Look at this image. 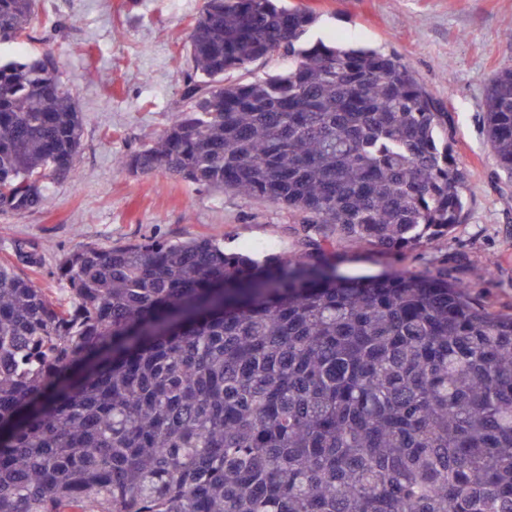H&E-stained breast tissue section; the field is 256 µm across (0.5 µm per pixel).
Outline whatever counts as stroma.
Wrapping results in <instances>:
<instances>
[{"instance_id":"1","label":"stroma","mask_w":512,"mask_h":512,"mask_svg":"<svg viewBox=\"0 0 512 512\" xmlns=\"http://www.w3.org/2000/svg\"><path fill=\"white\" fill-rule=\"evenodd\" d=\"M312 8L317 39L407 59L419 83L451 116L470 190L460 224L448 236L406 254L342 244L348 275L423 273L447 267L486 307L512 312V181L499 173L483 124L484 91L494 72L512 65V0H287ZM203 0H41L30 52L52 50L83 114L82 144L70 180L40 210L0 213V258L13 245L39 247L33 274L50 297L61 295L57 267L85 244L212 237L258 255L298 251V217L269 201L213 193L158 170L143 176L119 167L118 155L156 141L182 109L191 70V21Z\"/></svg>"}]
</instances>
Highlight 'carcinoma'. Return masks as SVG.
Masks as SVG:
<instances>
[{"label": "carcinoma", "instance_id": "carcinoma-1", "mask_svg": "<svg viewBox=\"0 0 512 512\" xmlns=\"http://www.w3.org/2000/svg\"><path fill=\"white\" fill-rule=\"evenodd\" d=\"M39 0H0V212L72 177L83 120ZM284 0H205L183 110L120 158L301 216L289 258L208 236L83 246L52 299L0 259V512H512V313L435 274L357 277L461 222L448 111L395 52L307 38ZM288 69L224 81L257 62ZM484 128L512 179V67Z\"/></svg>", "mask_w": 512, "mask_h": 512}]
</instances>
